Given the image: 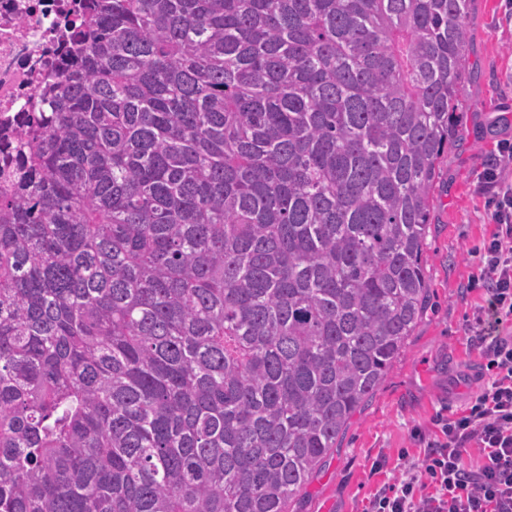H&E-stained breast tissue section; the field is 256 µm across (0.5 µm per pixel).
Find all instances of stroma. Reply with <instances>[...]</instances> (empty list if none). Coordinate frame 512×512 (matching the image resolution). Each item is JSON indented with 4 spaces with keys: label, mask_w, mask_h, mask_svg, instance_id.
I'll return each instance as SVG.
<instances>
[{
    "label": "stroma",
    "mask_w": 512,
    "mask_h": 512,
    "mask_svg": "<svg viewBox=\"0 0 512 512\" xmlns=\"http://www.w3.org/2000/svg\"><path fill=\"white\" fill-rule=\"evenodd\" d=\"M470 76L456 138L440 165L425 240L429 289L424 314L373 397L350 420L339 446L295 512H366L419 452L415 431L433 435L487 387L467 329L484 303L474 253L494 230L493 209L476 192L480 173L512 141V0H471L466 19ZM382 470H374L378 459Z\"/></svg>",
    "instance_id": "1"
}]
</instances>
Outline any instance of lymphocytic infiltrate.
Listing matches in <instances>:
<instances>
[{"label":"lymphocytic infiltrate","mask_w":512,"mask_h":512,"mask_svg":"<svg viewBox=\"0 0 512 512\" xmlns=\"http://www.w3.org/2000/svg\"><path fill=\"white\" fill-rule=\"evenodd\" d=\"M500 153L477 182L495 231L476 254L485 304L468 328L490 383L461 415L436 418L440 437L415 433L422 457L374 494L368 512H512V336L500 332L512 320V143L502 142ZM474 446L486 458L478 468L465 462Z\"/></svg>","instance_id":"f902f5d3"}]
</instances>
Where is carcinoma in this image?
<instances>
[{
  "instance_id": "carcinoma-1",
  "label": "carcinoma",
  "mask_w": 512,
  "mask_h": 512,
  "mask_svg": "<svg viewBox=\"0 0 512 512\" xmlns=\"http://www.w3.org/2000/svg\"><path fill=\"white\" fill-rule=\"evenodd\" d=\"M0 197V512H290L428 297L471 0H90Z\"/></svg>"
}]
</instances>
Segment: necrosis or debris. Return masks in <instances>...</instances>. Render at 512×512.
I'll return each mask as SVG.
<instances>
[{
	"label": "necrosis or debris",
	"instance_id": "obj_1",
	"mask_svg": "<svg viewBox=\"0 0 512 512\" xmlns=\"http://www.w3.org/2000/svg\"><path fill=\"white\" fill-rule=\"evenodd\" d=\"M83 0H0V193L24 175L26 135L37 124L36 94L66 69L68 24Z\"/></svg>",
	"mask_w": 512,
	"mask_h": 512
}]
</instances>
